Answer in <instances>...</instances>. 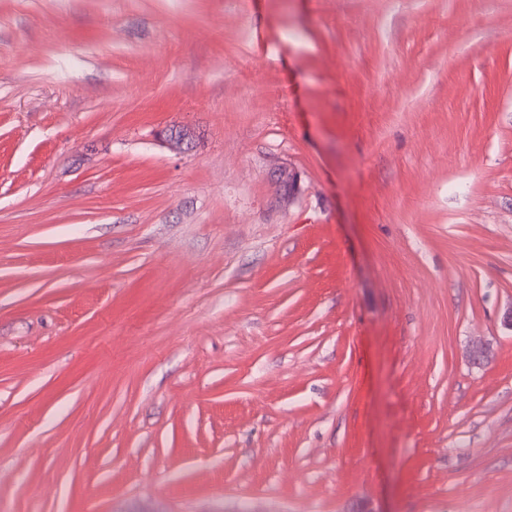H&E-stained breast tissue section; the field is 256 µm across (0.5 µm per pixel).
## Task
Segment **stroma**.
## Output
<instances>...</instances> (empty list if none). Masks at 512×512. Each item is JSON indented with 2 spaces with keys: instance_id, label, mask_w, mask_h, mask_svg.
Listing matches in <instances>:
<instances>
[{
  "instance_id": "1",
  "label": "stroma",
  "mask_w": 512,
  "mask_h": 512,
  "mask_svg": "<svg viewBox=\"0 0 512 512\" xmlns=\"http://www.w3.org/2000/svg\"><path fill=\"white\" fill-rule=\"evenodd\" d=\"M511 308L512 0H0V512H512ZM160 140L182 153L197 149L198 139L193 129L185 125L173 124L156 132Z\"/></svg>"
}]
</instances>
